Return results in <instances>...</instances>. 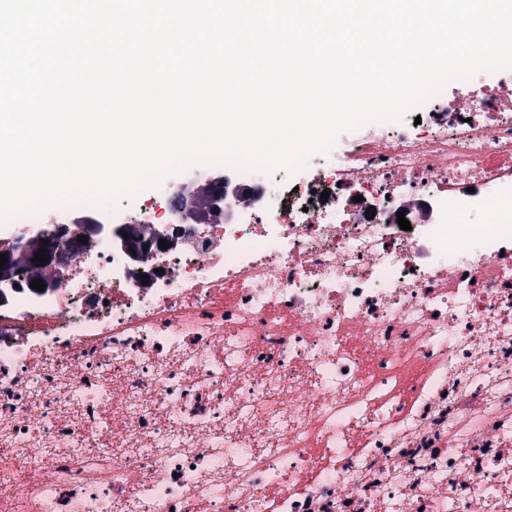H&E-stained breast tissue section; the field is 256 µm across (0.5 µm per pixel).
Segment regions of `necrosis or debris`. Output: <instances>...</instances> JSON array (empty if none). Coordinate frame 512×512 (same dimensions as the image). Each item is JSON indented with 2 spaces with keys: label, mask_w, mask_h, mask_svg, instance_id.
I'll list each match as a JSON object with an SVG mask.
<instances>
[{
  "label": "necrosis or debris",
  "mask_w": 512,
  "mask_h": 512,
  "mask_svg": "<svg viewBox=\"0 0 512 512\" xmlns=\"http://www.w3.org/2000/svg\"><path fill=\"white\" fill-rule=\"evenodd\" d=\"M224 175L223 220L138 206L141 263L20 216L71 261L0 284V512H512V99Z\"/></svg>",
  "instance_id": "obj_1"
}]
</instances>
